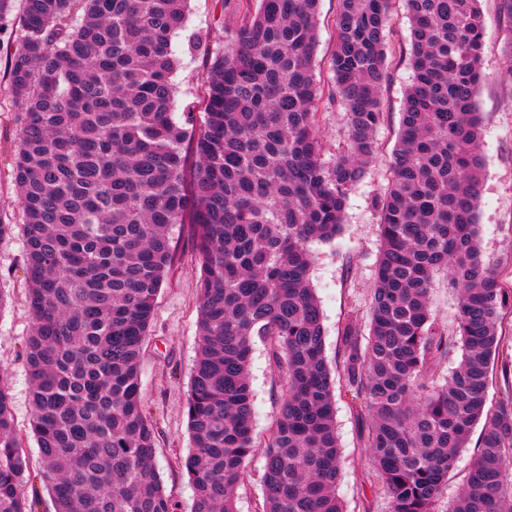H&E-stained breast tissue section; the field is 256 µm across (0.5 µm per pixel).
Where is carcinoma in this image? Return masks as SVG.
Listing matches in <instances>:
<instances>
[{
    "mask_svg": "<svg viewBox=\"0 0 512 512\" xmlns=\"http://www.w3.org/2000/svg\"><path fill=\"white\" fill-rule=\"evenodd\" d=\"M413 81L387 185L369 334L347 322L336 364L363 401L361 439L388 512H437L448 474L481 425L446 512H512V356L499 334L506 294L479 246L484 167L476 98L479 0H403ZM189 0H21L7 59L18 112L13 181L24 218L32 328L30 430L55 512H177L154 464L141 358L156 299L188 225L199 255L198 347L183 466L191 512H237L263 460L258 512H344L336 379L324 354L309 243L336 238L384 119L392 0H337L334 88L315 76L319 0H258L225 45L193 48L203 118L174 116L170 39ZM512 73V0H498ZM347 115L323 158L322 100ZM443 276L455 325L432 316ZM284 372L280 416L254 441L256 341ZM458 366L439 370L454 353ZM504 387L486 408L495 362ZM27 456L0 377V512H32ZM262 464L257 454L247 466L246 476L236 492L239 512H258L259 503L262 502Z\"/></svg>",
    "mask_w": 512,
    "mask_h": 512,
    "instance_id": "cac0c4a2",
    "label": "carcinoma"
}]
</instances>
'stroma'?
Returning <instances> with one entry per match:
<instances>
[{"label": "stroma", "instance_id": "obj_1", "mask_svg": "<svg viewBox=\"0 0 512 512\" xmlns=\"http://www.w3.org/2000/svg\"><path fill=\"white\" fill-rule=\"evenodd\" d=\"M486 18L482 72L485 80L477 99L483 116L484 170L478 222L480 246L501 285L512 297V76L506 72L504 37L496 0H483ZM238 0H190L184 27L172 39L178 63L174 82L176 114L199 104L203 96V54L191 53L189 43L199 40L213 47L224 45L235 32ZM316 77L330 84L329 59L335 42L336 0L319 6ZM20 37L17 16L0 20V218L13 224L10 240L0 243V376L12 397L15 427L26 450L30 480L26 493L36 494L37 512H54L53 502L40 482L36 442L30 432V383L25 345L32 326L28 306V279L24 260V226L11 177L18 129V114L4 76L6 60ZM410 26L401 0L393 6L388 40L389 78L382 89L384 121L376 133L378 150L360 183L351 191L341 233L330 242L312 243L315 260L311 283L323 312L325 357L337 362L341 332L349 320L367 326L371 289L380 250L375 201L389 174L391 151L400 125L405 92L411 82ZM176 261L163 282L141 360V392L156 425L155 463L164 486L190 512L192 489L181 467L190 449L186 403L197 351L198 257L186 226L170 229ZM254 396V438L265 444L275 428L283 395L282 375L263 343H256L250 365ZM336 432L341 446V481L337 492L346 512H388L387 503L369 491L372 473L359 441L362 402L344 385L335 387Z\"/></svg>", "mask_w": 512, "mask_h": 512}]
</instances>
